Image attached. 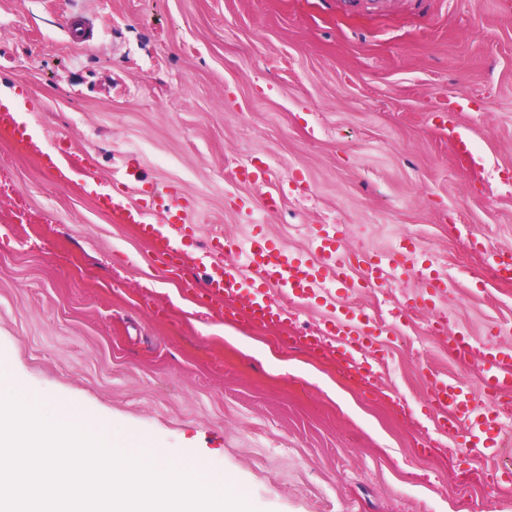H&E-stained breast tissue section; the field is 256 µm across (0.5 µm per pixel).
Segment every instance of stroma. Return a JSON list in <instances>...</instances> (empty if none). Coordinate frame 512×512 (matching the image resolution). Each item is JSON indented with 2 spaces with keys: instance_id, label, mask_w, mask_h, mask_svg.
I'll return each instance as SVG.
<instances>
[{
  "instance_id": "1",
  "label": "stroma",
  "mask_w": 512,
  "mask_h": 512,
  "mask_svg": "<svg viewBox=\"0 0 512 512\" xmlns=\"http://www.w3.org/2000/svg\"><path fill=\"white\" fill-rule=\"evenodd\" d=\"M73 13L93 40L71 42ZM13 87L32 91L36 137L0 133L1 383L167 463L205 458L253 512H512V463H464L428 407L433 372L484 392L479 356L449 353L447 333L512 348V284L482 275L512 252V0H0V93ZM57 139L102 180L136 154L131 201L156 184L190 200V257L159 267L134 225L55 181L37 154ZM254 155L262 188L238 179ZM267 190L281 205L265 215ZM256 223L302 253L319 224L348 253L416 238L386 290L341 292L386 329L370 377L287 344L327 308L295 302L260 327L189 290L209 238ZM428 267L448 280L443 332L413 304Z\"/></svg>"
}]
</instances>
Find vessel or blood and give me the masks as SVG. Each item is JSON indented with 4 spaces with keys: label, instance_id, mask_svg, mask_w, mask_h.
<instances>
[{
    "label": "vessel or blood",
    "instance_id": "b4317fda",
    "mask_svg": "<svg viewBox=\"0 0 512 512\" xmlns=\"http://www.w3.org/2000/svg\"><path fill=\"white\" fill-rule=\"evenodd\" d=\"M0 131L10 134L15 142H30L33 129L20 105L0 100ZM92 196L123 224L136 225L141 237L154 245L156 262L167 265L181 258L193 238L196 228L176 223L178 212L184 211L174 192L153 190L144 202H131L126 184L113 178L95 185ZM163 209L169 223H159L156 209ZM213 259L202 282V295L216 307L239 298L248 302V320L257 326L281 324L288 319L286 300H304L332 311L321 328L320 335H295L290 344L314 352L332 351L356 373L370 372V364L362 354L374 350L382 328L364 318L360 309L338 301L331 286H344L352 267L362 270V285L366 288H384L388 285L383 260L376 255L350 257L341 250L335 226L317 225L313 230V257L292 253L263 234H255L248 246H241L233 238L216 235L210 239ZM244 255L243 265L232 264L236 255ZM512 358V349L495 343H484L481 361L487 373L485 388L494 397L512 389V376L503 374L501 366ZM429 408L441 432L466 425L463 445L467 448L487 447L492 433L502 429L501 415L494 408L478 400L475 395L451 378L432 377Z\"/></svg>",
    "mask_w": 512,
    "mask_h": 512
}]
</instances>
